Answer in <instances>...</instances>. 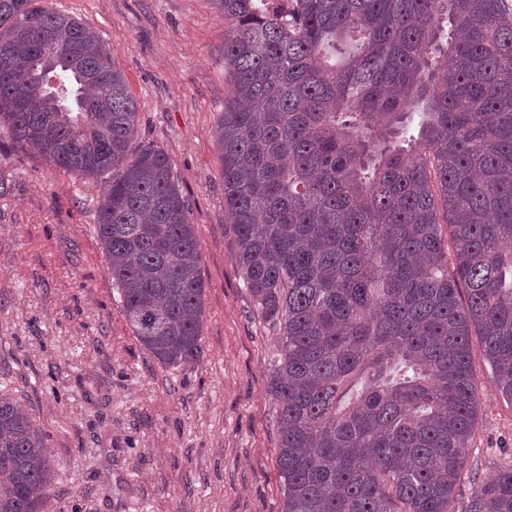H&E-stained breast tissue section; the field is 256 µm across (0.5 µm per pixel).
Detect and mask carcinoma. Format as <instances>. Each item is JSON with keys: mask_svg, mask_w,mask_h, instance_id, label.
<instances>
[{"mask_svg": "<svg viewBox=\"0 0 512 512\" xmlns=\"http://www.w3.org/2000/svg\"><path fill=\"white\" fill-rule=\"evenodd\" d=\"M224 212L277 331L282 512H450L480 405L471 336L512 401V10L506 0H216ZM0 126L75 175L118 170L96 232L162 365L200 360L205 284L166 152L94 29L0 0ZM451 228L453 250L440 226ZM0 395V512L54 474ZM465 512H512V468Z\"/></svg>", "mask_w": 512, "mask_h": 512, "instance_id": "1", "label": "carcinoma"}]
</instances>
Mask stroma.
Segmentation results:
<instances>
[{
    "label": "stroma",
    "instance_id": "35a3bbf8",
    "mask_svg": "<svg viewBox=\"0 0 512 512\" xmlns=\"http://www.w3.org/2000/svg\"><path fill=\"white\" fill-rule=\"evenodd\" d=\"M110 44L189 205L206 285L203 355L165 367L127 324L96 235L107 177L15 149L0 127V393L40 430L55 480L42 512H281L268 382L276 335L257 313L224 215L215 129L224 15L214 0H40ZM481 410L456 487L512 468V401L473 349Z\"/></svg>",
    "mask_w": 512,
    "mask_h": 512
}]
</instances>
